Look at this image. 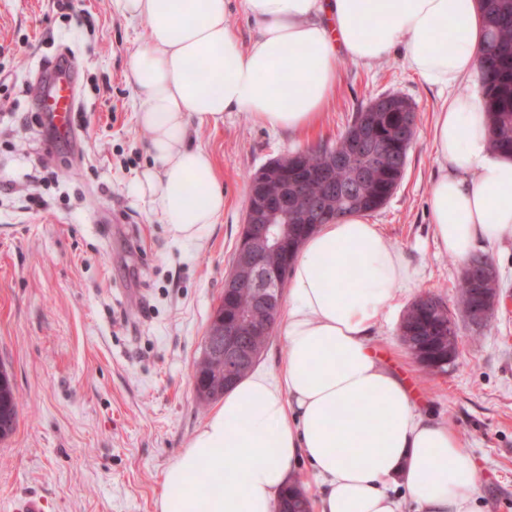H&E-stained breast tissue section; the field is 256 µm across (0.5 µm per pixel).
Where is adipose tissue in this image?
Masks as SVG:
<instances>
[{
    "label": "adipose tissue",
    "instance_id": "obj_1",
    "mask_svg": "<svg viewBox=\"0 0 512 512\" xmlns=\"http://www.w3.org/2000/svg\"><path fill=\"white\" fill-rule=\"evenodd\" d=\"M249 43L228 29L230 0H116L151 39L128 76L152 166L137 192L170 237L199 241L224 213L212 154L193 124L248 113L298 135L315 127L340 79L339 57L372 65L400 55L443 95L432 128L440 174L428 195L440 247L460 262L512 241V159L489 148L476 0H241ZM404 252L363 213L321 225L289 282L288 355L225 393L163 474L158 512H279L306 462L315 512H476L477 474L457 435L424 413L371 336L413 280Z\"/></svg>",
    "mask_w": 512,
    "mask_h": 512
}]
</instances>
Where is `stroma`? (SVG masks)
I'll return each mask as SVG.
<instances>
[{"label":"stroma","instance_id":"35a3bbf8","mask_svg":"<svg viewBox=\"0 0 512 512\" xmlns=\"http://www.w3.org/2000/svg\"><path fill=\"white\" fill-rule=\"evenodd\" d=\"M149 41L146 23L125 22L114 0L63 9L0 0V364L19 396L15 430L0 440V512L30 496L47 512H156L165 469L209 414L192 367L224 295L251 178L290 152L334 143L354 112L387 94L415 106L417 134L398 187L370 219L416 275L373 344L421 409L462 441L483 512H512V242L490 251L500 303L482 327L459 320L447 372L424 369L399 338L419 296L455 307L463 272L437 246L427 211L439 174L438 89L401 58L361 66L342 57L333 101L310 134L260 127L244 112L192 127L224 180V214L200 243L183 244L134 192L152 157L127 60ZM67 59L79 70L72 135L24 129L38 111V74ZM40 165L53 174L39 189L45 205L22 210L3 189Z\"/></svg>","mask_w":512,"mask_h":512}]
</instances>
